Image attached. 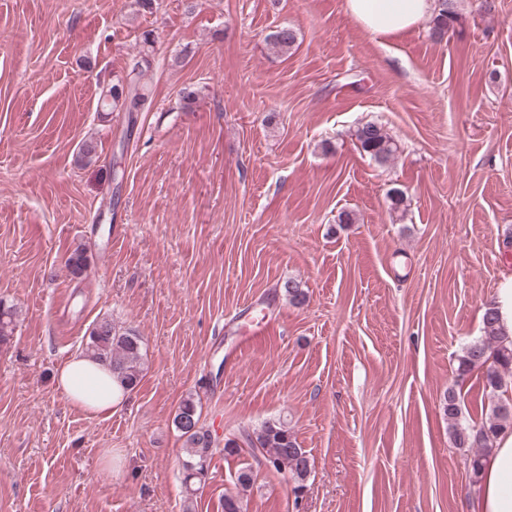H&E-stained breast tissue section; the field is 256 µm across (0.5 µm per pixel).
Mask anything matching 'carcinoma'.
<instances>
[{"label":"carcinoma","instance_id":"obj_1","mask_svg":"<svg viewBox=\"0 0 512 512\" xmlns=\"http://www.w3.org/2000/svg\"><path fill=\"white\" fill-rule=\"evenodd\" d=\"M456 11L452 0H437V11L433 19L432 36L443 39L454 27ZM267 41L281 53H286L296 42L295 31L287 26L280 27L267 36ZM151 61L148 53H143L123 76L105 92L103 106L126 112H138L148 103V95L141 76ZM355 137L362 152L379 164H386L394 158L398 146L385 130L376 123L367 122L359 126ZM67 268L74 276L84 273L88 257L84 248H76L66 261ZM288 301L299 305L306 301V293L300 283L288 280L283 285ZM15 310L0 304V343L5 344L13 334ZM484 336L468 343L458 359L457 371L464 375L478 370L485 381V389L497 398L490 412L480 422H469L463 414L461 396L453 388L444 394L443 410L448 416V431L452 443L457 448H472L469 458V477L478 481L486 450L496 440L499 433L512 429V402L500 398L512 386V344L504 343V334L499 327V317L495 308L486 309L483 316ZM143 340L131 331L120 332L112 320L103 318L97 321L88 334L85 354L95 360L112 366V372L125 386L135 388L142 375ZM177 430L184 438L182 484L186 500L195 493L194 486L205 480L215 450L212 432L200 424V414L192 397L182 400L173 418ZM224 453L241 456L250 454L262 457L266 468L292 475L295 486L294 496H299L305 488L310 474L307 452L301 448L296 437L288 430V424L281 421H268L252 432L243 431L239 437L224 442Z\"/></svg>","mask_w":512,"mask_h":512}]
</instances>
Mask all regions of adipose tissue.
I'll list each match as a JSON object with an SVG mask.
<instances>
[{"label":"adipose tissue","instance_id":"ef3b65f1","mask_svg":"<svg viewBox=\"0 0 512 512\" xmlns=\"http://www.w3.org/2000/svg\"><path fill=\"white\" fill-rule=\"evenodd\" d=\"M436 0H345V10L365 32L394 36L434 14ZM55 380L72 406L92 417L111 416L130 396L111 370L85 354L73 355ZM468 512H512V431H502L487 457Z\"/></svg>","mask_w":512,"mask_h":512}]
</instances>
